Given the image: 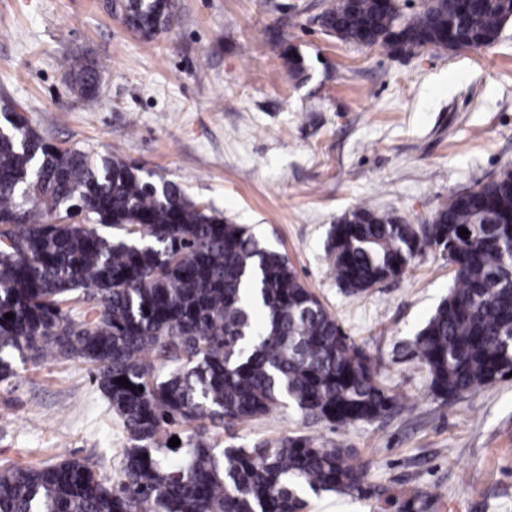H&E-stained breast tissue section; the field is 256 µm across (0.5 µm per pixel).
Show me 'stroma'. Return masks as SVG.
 Here are the masks:
<instances>
[{"instance_id":"1","label":"stroma","mask_w":512,"mask_h":512,"mask_svg":"<svg viewBox=\"0 0 512 512\" xmlns=\"http://www.w3.org/2000/svg\"><path fill=\"white\" fill-rule=\"evenodd\" d=\"M144 41L103 0H0V107L59 146L115 155L285 252L307 288L413 413L335 427L284 405L235 425V444L298 432L347 449L363 495H308L305 512H512V379L436 400L408 351L453 286L427 253L406 276L347 295L324 250L362 203L425 223L453 192L512 164V19L480 51L395 55L323 33V0H178ZM307 64L294 79L273 38ZM106 65L105 96L81 101L65 64ZM0 381V465L119 462L120 420L77 360L16 363Z\"/></svg>"}]
</instances>
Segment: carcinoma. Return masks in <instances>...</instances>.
Listing matches in <instances>:
<instances>
[{
	"label": "carcinoma",
	"instance_id": "1",
	"mask_svg": "<svg viewBox=\"0 0 512 512\" xmlns=\"http://www.w3.org/2000/svg\"><path fill=\"white\" fill-rule=\"evenodd\" d=\"M178 0H106L144 40L166 32ZM509 0H420L385 9L333 0L332 37L391 53L490 47ZM289 72L305 60L281 30ZM74 92L97 101L102 66L66 62ZM124 231L114 239L109 229ZM468 235L462 237L459 230ZM433 250L454 286L414 342L429 390L471 395L512 372V166L448 195L421 230L362 204L332 225L326 253L350 296L401 279ZM87 308L75 319L72 310ZM13 314L10 320L5 314ZM77 359L122 421L115 477L68 459L0 469V512H304L306 490L361 494L363 467L342 448L294 433L220 447L234 425L284 401L342 426L411 406L379 380L286 254L118 156L57 147L23 114L0 113V381L14 359ZM123 377L135 389L116 382ZM143 390H137V387ZM182 431L180 445L169 446Z\"/></svg>",
	"mask_w": 512,
	"mask_h": 512
}]
</instances>
